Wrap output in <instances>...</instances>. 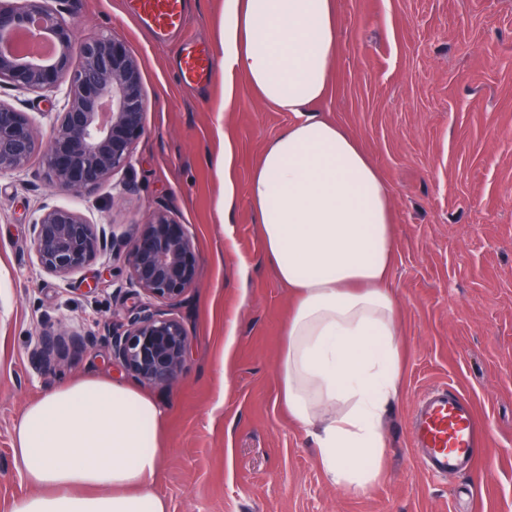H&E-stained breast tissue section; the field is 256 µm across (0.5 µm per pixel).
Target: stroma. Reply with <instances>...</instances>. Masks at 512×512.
<instances>
[{
  "mask_svg": "<svg viewBox=\"0 0 512 512\" xmlns=\"http://www.w3.org/2000/svg\"><path fill=\"white\" fill-rule=\"evenodd\" d=\"M339 52L325 112L347 127L392 191L391 274L403 332L402 389L383 427L382 473L356 490L320 468L279 399L291 298L265 263L247 197L264 143L287 113L239 84L218 123L224 79L184 82L185 50L217 55L224 0H187L182 30L158 36L130 0H53L79 31L111 29L141 67L147 132L129 169L82 202L40 160L0 177V512L27 493L11 457L26 404L72 378H119L109 350L126 282L110 257L63 278L41 269L30 223L44 202L78 205L117 241L159 208L185 225L201 277L177 310L192 353L167 406L169 450L154 482L169 512H512V0H337ZM236 149L238 207L225 228L216 160ZM88 330L61 371L36 369L45 321ZM457 388L492 429L473 473L434 478L415 460L412 416L424 392Z\"/></svg>",
  "mask_w": 512,
  "mask_h": 512,
  "instance_id": "35a3bbf8",
  "label": "stroma"
}]
</instances>
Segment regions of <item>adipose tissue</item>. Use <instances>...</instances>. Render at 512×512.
<instances>
[{
	"label": "adipose tissue",
	"instance_id": "1",
	"mask_svg": "<svg viewBox=\"0 0 512 512\" xmlns=\"http://www.w3.org/2000/svg\"><path fill=\"white\" fill-rule=\"evenodd\" d=\"M336 0H224L221 111L238 81L292 119L253 167L264 258L292 297L280 399L335 483L379 474L383 420L401 382L392 192L356 137L322 110L338 46ZM160 402L86 375L30 402L12 459L30 491L10 512H169L154 492L168 452Z\"/></svg>",
	"mask_w": 512,
	"mask_h": 512
}]
</instances>
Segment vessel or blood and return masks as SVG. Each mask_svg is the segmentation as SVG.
I'll return each instance as SVG.
<instances>
[{
    "mask_svg": "<svg viewBox=\"0 0 512 512\" xmlns=\"http://www.w3.org/2000/svg\"><path fill=\"white\" fill-rule=\"evenodd\" d=\"M135 14L157 33L177 30L184 23V0H133ZM212 73V58L189 51L181 58L185 81L201 82ZM416 458L430 476L470 471L490 451L491 430L480 422L471 402L455 388L440 385L424 393L412 421Z\"/></svg>",
    "mask_w": 512,
    "mask_h": 512,
    "instance_id": "b4317fda",
    "label": "vessel or blood"
}]
</instances>
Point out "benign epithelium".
Wrapping results in <instances>:
<instances>
[{
  "label": "benign epithelium",
  "instance_id": "obj_1",
  "mask_svg": "<svg viewBox=\"0 0 512 512\" xmlns=\"http://www.w3.org/2000/svg\"><path fill=\"white\" fill-rule=\"evenodd\" d=\"M52 54L34 60L13 49L32 22ZM67 83L62 109L50 113L48 141L27 115L0 100V177L25 172L41 156L48 181L84 201L105 181L131 166L136 142L146 133V102L138 59L109 30L84 35L48 0H0V85L52 99ZM38 265L61 277L78 273L107 252L106 231L77 208L44 203L31 223ZM112 262L126 272L124 317L110 337L111 358L143 385L168 387L179 379L191 340L169 313L200 277L191 235L165 209L154 211ZM88 335L49 322L31 353L40 369L57 368L60 353Z\"/></svg>",
  "mask_w": 512,
  "mask_h": 512
}]
</instances>
